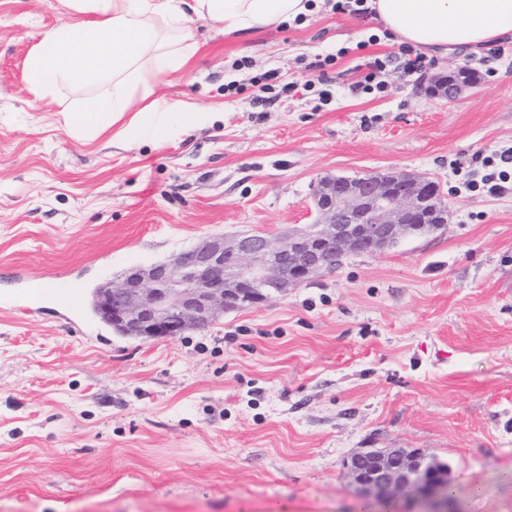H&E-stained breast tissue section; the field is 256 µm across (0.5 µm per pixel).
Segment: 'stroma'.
<instances>
[{
    "label": "stroma",
    "mask_w": 512,
    "mask_h": 512,
    "mask_svg": "<svg viewBox=\"0 0 512 512\" xmlns=\"http://www.w3.org/2000/svg\"><path fill=\"white\" fill-rule=\"evenodd\" d=\"M335 3L233 34L195 20V55L157 93L200 126L120 149L64 126L79 91L46 106L28 85L29 50L69 20L57 0H0V512H359L361 448L446 462L462 487L480 475L466 512H512V190L463 187L476 156L512 147V41L354 94L362 44L399 45ZM457 65L478 85L449 104L430 79ZM367 171L434 178L447 224L172 338L94 312L129 266L285 233L312 222L320 177Z\"/></svg>",
    "instance_id": "obj_1"
}]
</instances>
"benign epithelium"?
Instances as JSON below:
<instances>
[{"instance_id": "obj_1", "label": "benign epithelium", "mask_w": 512, "mask_h": 512, "mask_svg": "<svg viewBox=\"0 0 512 512\" xmlns=\"http://www.w3.org/2000/svg\"><path fill=\"white\" fill-rule=\"evenodd\" d=\"M474 88L459 68L432 79V92L453 103ZM315 219L273 238L259 232L211 235L171 259L126 269L97 298L104 317L137 339H164L202 328L236 299L257 303L333 269L352 253H381L410 236L448 223L440 185L399 172L327 175L313 186ZM423 454L400 448L354 453L346 467L359 495L376 502L405 500L411 512H446L442 475L416 466Z\"/></svg>"}]
</instances>
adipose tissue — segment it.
I'll use <instances>...</instances> for the list:
<instances>
[{
    "label": "adipose tissue",
    "instance_id": "adipose-tissue-1",
    "mask_svg": "<svg viewBox=\"0 0 512 512\" xmlns=\"http://www.w3.org/2000/svg\"><path fill=\"white\" fill-rule=\"evenodd\" d=\"M71 20L46 30L26 58L30 89L46 104L63 88L85 93L61 110L76 136L111 131L124 147L142 133L193 127L196 115L156 98L166 74L193 57L195 19L243 32L308 15L309 0H60ZM398 43L441 56L512 40V0H368Z\"/></svg>",
    "mask_w": 512,
    "mask_h": 512
}]
</instances>
